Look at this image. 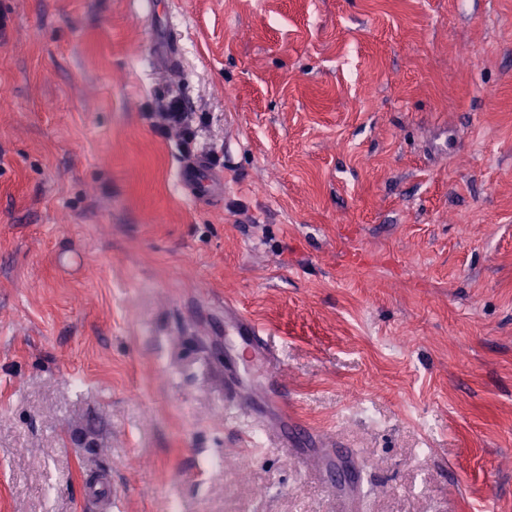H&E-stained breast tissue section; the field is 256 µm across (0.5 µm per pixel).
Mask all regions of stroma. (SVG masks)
I'll use <instances>...</instances> for the list:
<instances>
[{
	"mask_svg": "<svg viewBox=\"0 0 512 512\" xmlns=\"http://www.w3.org/2000/svg\"><path fill=\"white\" fill-rule=\"evenodd\" d=\"M0 15V512H512V0ZM160 114L165 127H176L181 130L184 146L189 150L194 144L196 136L188 122L186 113L181 111L180 102L175 99L170 100L166 105L165 112H160ZM179 178L184 185H191L196 195L202 198L213 195L220 189L223 181L220 173L211 169L201 157L190 159L182 164L179 169ZM224 317L226 322H231L232 333L236 336H251L250 347L256 356L262 357L266 362L271 363L274 359L270 354H264L260 346L259 339L263 331L259 329L258 324L251 318L240 312L236 307L225 304Z\"/></svg>",
	"mask_w": 512,
	"mask_h": 512,
	"instance_id": "obj_1",
	"label": "stroma"
}]
</instances>
